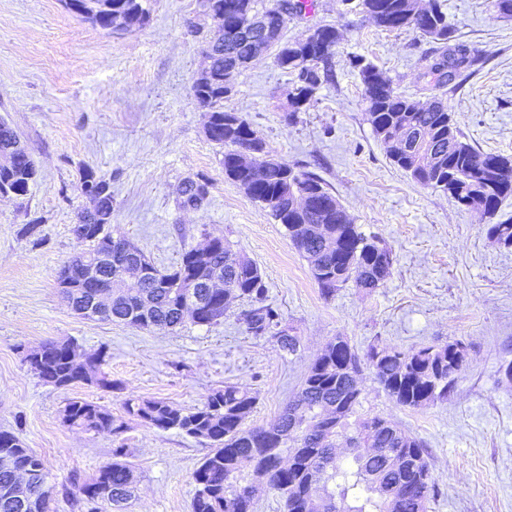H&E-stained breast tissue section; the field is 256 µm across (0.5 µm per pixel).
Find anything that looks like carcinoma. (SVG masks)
I'll return each instance as SVG.
<instances>
[{"label": "carcinoma", "instance_id": "carcinoma-1", "mask_svg": "<svg viewBox=\"0 0 512 512\" xmlns=\"http://www.w3.org/2000/svg\"><path fill=\"white\" fill-rule=\"evenodd\" d=\"M148 2L103 0L107 9L96 15L80 10L73 14L110 31L111 14L119 13L130 29L146 23ZM205 7L214 20V54L210 68L197 75L192 97L205 111L208 139L224 147V175L285 227L324 297L349 283L368 290L382 286L391 274V250L377 236L359 231L321 179L312 174L289 179L286 173L292 168L271 154L251 161L243 158L240 146L250 140L261 144L263 139L238 113L224 107L236 87L234 82L224 87V71L231 68L236 77L254 56L269 52L293 76L289 105L300 111L321 86L334 82L333 55L340 33L333 26L321 27L322 42L331 50L310 58L303 39L283 40L284 24L275 20V14L300 16L314 7V0H205ZM355 8L378 27L412 29L439 46L440 55L423 73L434 88L454 91L460 71L482 59L481 50L452 42L453 28L443 0H427L423 6L419 0H357ZM356 67L363 85L365 120L391 163L416 183L447 193L462 206L482 209L491 220L489 236L512 246V218L497 220L503 200L512 196V159L476 149L459 131L447 98L420 103L397 92L391 77L375 65L360 60ZM0 157L12 159L10 165H0V189L26 196L37 168L13 128L2 120ZM83 184L95 205L78 214L71 232L91 248L67 261L58 273L57 285L68 284L64 289L68 301L78 305L89 299L93 284L79 263L104 254L112 258L116 274L137 262L155 272L152 281L112 289L114 322L153 332L172 331L188 321L209 326L224 318L230 300L246 299L251 305L243 317L248 332L271 336L289 355L299 351L300 339L281 327L279 313L265 304L262 275L249 259L220 241L206 259L197 256L201 247L191 246L176 264L163 270L142 252L129 257L115 245L117 241L125 245L128 239L108 231L110 182L87 170ZM181 195L183 206L195 208L206 199L207 189L189 181ZM216 274L224 279L221 291L188 287ZM41 348L34 370L45 382L58 387L75 382L115 387L101 371L103 353L78 361L76 346L69 341H46ZM466 358V347L459 341L409 352L372 346L361 356L346 337L335 336L309 366L294 399L266 427L247 426L257 398L233 385L213 391L190 410L156 399H128L124 408L149 427L177 429L210 448L193 473L191 512H251L257 492L264 487L281 495L284 512H306L312 494L324 501V512H428L436 492L428 448L392 419L359 413L362 390L357 385L368 369L396 405L424 408L448 399ZM63 421L87 432L118 435L124 428L108 407L83 399L66 403ZM123 455L124 449H115V459L89 479L71 472L63 492L71 506L86 512H123L137 484L134 469L120 460ZM1 456L12 458L13 466L0 464V512H53L56 487L47 481L43 460L7 430L0 431ZM18 468L34 474L25 492L16 490Z\"/></svg>", "mask_w": 512, "mask_h": 512}]
</instances>
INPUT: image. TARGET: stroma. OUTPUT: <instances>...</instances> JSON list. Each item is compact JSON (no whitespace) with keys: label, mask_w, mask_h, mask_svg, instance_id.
<instances>
[{"label":"stroma","mask_w":512,"mask_h":512,"mask_svg":"<svg viewBox=\"0 0 512 512\" xmlns=\"http://www.w3.org/2000/svg\"><path fill=\"white\" fill-rule=\"evenodd\" d=\"M139 27L105 31L71 14L63 0H0V119L38 168L27 196L0 201V430L15 432L38 456L49 481L89 477L128 450L138 490L125 512H191L192 474L207 445L178 430L127 417L125 400L159 399L193 408L226 385L257 397L250 426L269 425L293 400L307 370L332 337L358 353L370 346L417 350L463 342L464 372L447 402L409 409L393 404L371 372L363 374V410L392 418L425 441L437 493L429 512H512V247L491 239L489 221L424 188L394 167L364 117L357 60L373 63L398 92L435 95L424 77L433 45L409 30L375 26L343 0H315L291 17L284 36L314 25L341 34L334 83L305 111H288L290 77L265 57L236 80L226 108L238 112L268 150L295 172L320 178L360 230L385 241L391 276L368 292L353 285L323 297L308 261L282 225L224 174L223 150L204 133L192 99L213 26L203 0H150ZM456 42L479 45L484 61L464 73L448 101L457 126L480 151L512 156V19L486 0H445ZM109 180L113 233L125 235L158 268L178 261L205 236L223 237L261 271L267 301L300 336L297 355L271 337H255L235 300L212 326L191 323L146 332L90 321L63 302L56 275L83 243L70 232L89 207L83 170ZM188 180L206 184L204 204H179ZM37 222L26 236L24 224ZM49 339L105 352L104 371L119 388L57 387L24 360ZM107 406L121 434L85 432L62 421L68 399Z\"/></svg>","instance_id":"obj_1"}]
</instances>
